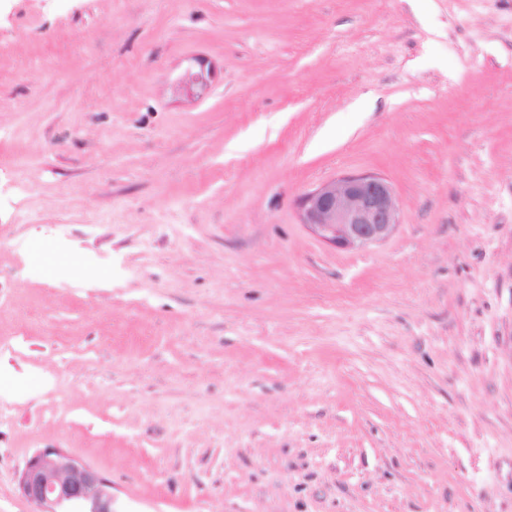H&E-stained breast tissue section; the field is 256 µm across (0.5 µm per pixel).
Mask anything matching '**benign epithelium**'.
<instances>
[{"label": "benign epithelium", "mask_w": 512, "mask_h": 512, "mask_svg": "<svg viewBox=\"0 0 512 512\" xmlns=\"http://www.w3.org/2000/svg\"><path fill=\"white\" fill-rule=\"evenodd\" d=\"M209 79L203 65L188 68L180 81L200 95ZM300 223L339 249L360 250L389 239L399 224L400 203L390 182L374 173L328 180L304 193ZM37 512H114L112 486L94 468L49 448L33 455L19 480Z\"/></svg>", "instance_id": "1"}]
</instances>
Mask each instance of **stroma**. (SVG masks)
Wrapping results in <instances>:
<instances>
[{
    "mask_svg": "<svg viewBox=\"0 0 512 512\" xmlns=\"http://www.w3.org/2000/svg\"><path fill=\"white\" fill-rule=\"evenodd\" d=\"M352 172L362 251L298 218ZM18 387L0 512L47 448L119 512H512V0H0ZM198 68L200 69L199 73H192ZM208 84L209 79L204 66L199 64L198 66H191L185 71L179 86L184 92L198 96L207 89ZM300 223L339 249L360 250L389 239L399 224L400 203L390 182L374 173L328 180L304 193Z\"/></svg>",
    "mask_w": 512,
    "mask_h": 512,
    "instance_id": "obj_1",
    "label": "stroma"
}]
</instances>
